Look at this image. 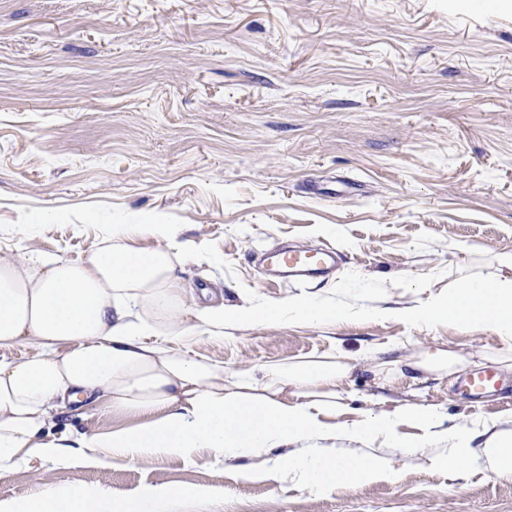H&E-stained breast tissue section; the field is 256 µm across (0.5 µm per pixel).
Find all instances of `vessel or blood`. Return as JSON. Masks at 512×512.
Returning a JSON list of instances; mask_svg holds the SVG:
<instances>
[{"mask_svg":"<svg viewBox=\"0 0 512 512\" xmlns=\"http://www.w3.org/2000/svg\"><path fill=\"white\" fill-rule=\"evenodd\" d=\"M270 278L283 283H303L329 275L336 264V249L325 246L314 250L274 249L267 256ZM499 381L491 368L472 374L464 383L470 399L478 400L496 391Z\"/></svg>","mask_w":512,"mask_h":512,"instance_id":"vessel-or-blood-1","label":"vessel or blood"}]
</instances>
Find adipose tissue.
<instances>
[{
  "label": "adipose tissue",
  "instance_id": "obj_1",
  "mask_svg": "<svg viewBox=\"0 0 512 512\" xmlns=\"http://www.w3.org/2000/svg\"><path fill=\"white\" fill-rule=\"evenodd\" d=\"M154 245L137 248L140 237ZM193 251L178 225L153 217L112 225L100 248L82 260L0 253V348L23 345L22 360H0V473L36 462L146 463L193 458L207 450L218 460L264 456L248 480L288 471L322 492L344 481H392L394 459L353 460L323 442L334 430L349 386L350 366L333 351L317 359L270 363L235 375L175 347V339L212 336L285 320L313 327L351 318L330 298L298 294L278 303L225 305L211 295L186 305L178 265ZM456 282L411 307L377 300L365 313L410 325L445 321L486 328L500 336L512 370V252L499 254L493 272L459 267ZM91 405L141 418L136 428L74 435L55 432L66 409ZM419 428L410 438L403 426ZM351 443L384 440L402 456L445 446L429 464L475 465L512 480V414L476 426L445 423L431 405L404 403L367 412L339 430ZM300 447L275 459L273 448ZM175 493L148 487L123 502L107 488H42L27 504L0 499V512H168Z\"/></svg>",
  "mask_w": 512,
  "mask_h": 512
}]
</instances>
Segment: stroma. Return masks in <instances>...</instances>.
<instances>
[{
    "mask_svg": "<svg viewBox=\"0 0 512 512\" xmlns=\"http://www.w3.org/2000/svg\"><path fill=\"white\" fill-rule=\"evenodd\" d=\"M154 214L206 256L179 269L184 287L228 306L331 292L410 307L458 262L488 272L512 252V0H0V251L82 259L110 225ZM326 243L342 256L326 279L266 280L263 252ZM179 344L229 374L341 348L351 385L337 428L384 402L470 426L512 413V379L479 403L422 370L374 381L371 350H501L493 332L451 322L358 315ZM243 465L43 462L1 475L0 498L67 484L121 501L164 486L181 494L175 512H512L511 480L423 455L399 459L396 481L321 493L242 479Z\"/></svg>",
    "mask_w": 512,
    "mask_h": 512,
    "instance_id": "1",
    "label": "stroma"
}]
</instances>
